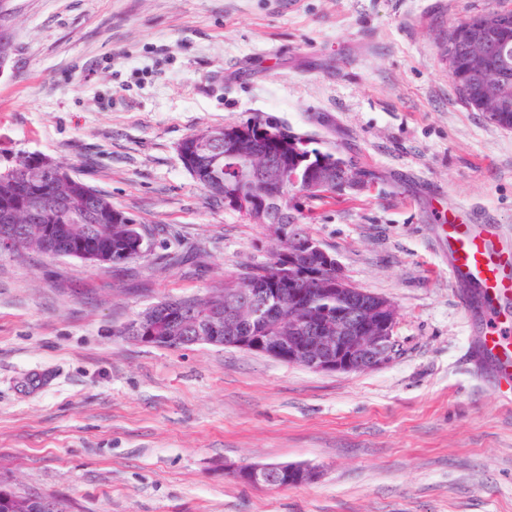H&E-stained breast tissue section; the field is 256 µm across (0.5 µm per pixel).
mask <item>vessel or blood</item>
<instances>
[{
    "label": "vessel or blood",
    "mask_w": 512,
    "mask_h": 512,
    "mask_svg": "<svg viewBox=\"0 0 512 512\" xmlns=\"http://www.w3.org/2000/svg\"><path fill=\"white\" fill-rule=\"evenodd\" d=\"M448 277L469 285L466 308H481L476 349L500 388L512 392V228L464 207L444 226Z\"/></svg>",
    "instance_id": "1"
}]
</instances>
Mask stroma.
Segmentation results:
<instances>
[{
    "mask_svg": "<svg viewBox=\"0 0 512 512\" xmlns=\"http://www.w3.org/2000/svg\"><path fill=\"white\" fill-rule=\"evenodd\" d=\"M0 163L46 156L145 228L116 267L0 252V481L74 512H512V403L474 347L442 249L459 204L512 225V129L467 107L441 52L512 0H9ZM258 117L360 167L310 235L399 310L395 357L316 372L122 336L163 299L266 263L263 225L211 201L178 145ZM228 462L316 467L259 488Z\"/></svg>",
    "mask_w": 512,
    "mask_h": 512,
    "instance_id": "obj_1",
    "label": "stroma"
}]
</instances>
